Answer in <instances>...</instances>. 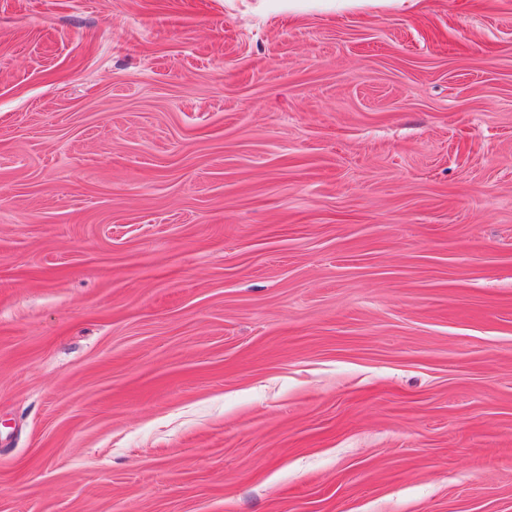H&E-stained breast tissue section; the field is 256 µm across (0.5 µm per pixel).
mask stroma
<instances>
[{"label": "stroma", "instance_id": "stroma-1", "mask_svg": "<svg viewBox=\"0 0 512 512\" xmlns=\"http://www.w3.org/2000/svg\"><path fill=\"white\" fill-rule=\"evenodd\" d=\"M0 0V512H512V0Z\"/></svg>", "mask_w": 512, "mask_h": 512}]
</instances>
